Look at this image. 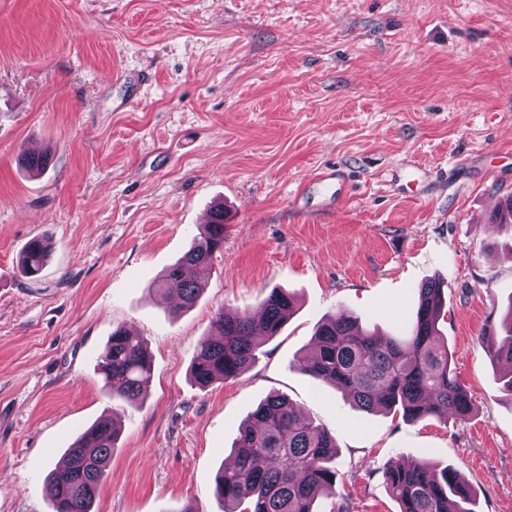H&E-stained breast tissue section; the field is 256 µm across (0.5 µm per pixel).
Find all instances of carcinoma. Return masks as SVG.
Returning <instances> with one entry per match:
<instances>
[{
	"instance_id": "cac0c4a2",
	"label": "carcinoma",
	"mask_w": 512,
	"mask_h": 512,
	"mask_svg": "<svg viewBox=\"0 0 512 512\" xmlns=\"http://www.w3.org/2000/svg\"><path fill=\"white\" fill-rule=\"evenodd\" d=\"M50 150L27 155L29 170H43ZM224 248V207L198 228L189 249L162 276L159 289L179 297V308L191 307L203 291L199 271ZM51 251L47 238L29 241L20 259L27 277L40 273ZM294 294L273 288L258 312L230 313L219 309L218 333L203 338L191 366L196 384L207 387L233 379L250 369L261 341L277 335L294 314ZM444 305L442 282L430 281L419 291L415 318L402 326L404 338L385 339L359 327L341 313L315 332L313 354L300 365L311 376L341 389L365 412L386 410L409 421L430 416L462 419L469 412L463 384L451 368L448 346L440 343L438 322ZM484 336H501L490 356L502 367L504 389L512 396V304L502 330L493 325ZM99 369L112 397L130 404L141 401L149 386L151 364L142 337L118 327L100 356ZM117 427L102 418L87 428L51 473L55 512H91L107 475ZM234 464L218 476L215 493L228 505L225 512H313L322 493H335L336 440L304 416L291 402L272 395L261 403L241 429ZM387 486L399 512H474L471 486L454 469L436 471L425 460L390 461ZM245 508H240V505Z\"/></svg>"
}]
</instances>
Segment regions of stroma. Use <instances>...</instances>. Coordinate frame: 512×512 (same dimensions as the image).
<instances>
[{
  "label": "stroma",
  "mask_w": 512,
  "mask_h": 512,
  "mask_svg": "<svg viewBox=\"0 0 512 512\" xmlns=\"http://www.w3.org/2000/svg\"><path fill=\"white\" fill-rule=\"evenodd\" d=\"M49 148L42 172L19 160ZM334 185H313L321 169ZM512 0H0V512H53L48 477L101 416L118 438L93 512H224L240 428L286 396L336 438L316 512H398L389 461L461 473L512 512V397L481 333L512 300ZM195 305L156 290L215 205ZM40 235L41 272L18 259ZM442 277L465 420L358 410L298 360L333 314L399 337ZM297 311L238 377L190 367L214 315L270 289ZM142 336V404L98 368Z\"/></svg>",
  "instance_id": "35a3bbf8"
}]
</instances>
